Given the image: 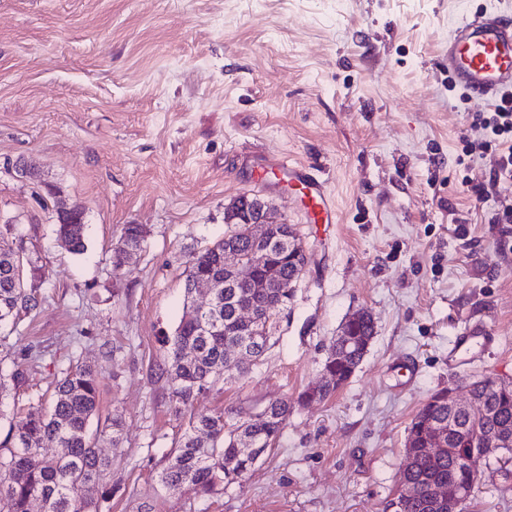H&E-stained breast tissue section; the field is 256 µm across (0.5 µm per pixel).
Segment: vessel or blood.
I'll return each mask as SVG.
<instances>
[{"instance_id":"obj_1","label":"vessel or blood","mask_w":512,"mask_h":512,"mask_svg":"<svg viewBox=\"0 0 512 512\" xmlns=\"http://www.w3.org/2000/svg\"><path fill=\"white\" fill-rule=\"evenodd\" d=\"M448 73L471 96L494 100L512 91V25L486 13L465 17L448 37ZM261 173H274L281 184L299 189L300 207L308 223L333 224L336 204L328 186L312 169L285 158L267 159Z\"/></svg>"}]
</instances>
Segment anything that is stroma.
Segmentation results:
<instances>
[{"mask_svg":"<svg viewBox=\"0 0 512 512\" xmlns=\"http://www.w3.org/2000/svg\"><path fill=\"white\" fill-rule=\"evenodd\" d=\"M484 12L512 22V0H0V225L15 227L1 240L23 242L25 285L47 297L23 340L48 348L0 435L77 355L98 372L102 416L122 418V456L100 444L111 512H393L427 397L512 377V233L490 221L512 181L470 196L492 155L460 154L492 104L460 101L448 75L454 23ZM261 154L317 170L339 223H307L276 181L255 184ZM242 194L292 225L308 263L262 360L200 408L250 419L321 380L351 314L367 311L376 334L242 485L172 493L157 473L184 421L155 363L183 314L189 253L231 233L224 212ZM60 202L84 210L83 253L56 239ZM126 224L146 237L116 275ZM468 325L492 342L449 364ZM468 512H512V476L484 470Z\"/></svg>","mask_w":512,"mask_h":512,"instance_id":"35a3bbf8","label":"stroma"}]
</instances>
